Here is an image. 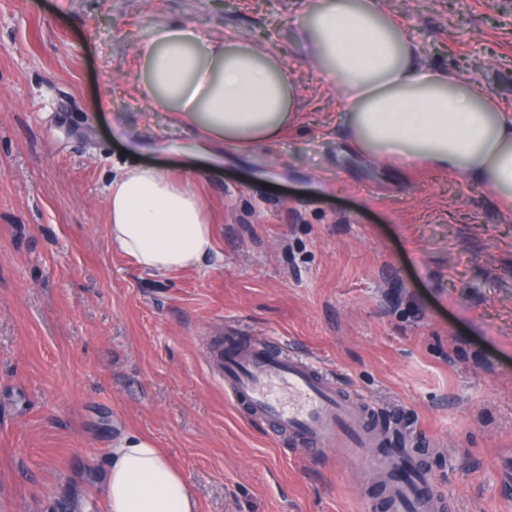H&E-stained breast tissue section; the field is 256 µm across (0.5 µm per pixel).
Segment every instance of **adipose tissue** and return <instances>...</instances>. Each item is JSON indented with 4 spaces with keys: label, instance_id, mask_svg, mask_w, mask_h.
I'll use <instances>...</instances> for the list:
<instances>
[{
    "label": "adipose tissue",
    "instance_id": "1",
    "mask_svg": "<svg viewBox=\"0 0 512 512\" xmlns=\"http://www.w3.org/2000/svg\"><path fill=\"white\" fill-rule=\"evenodd\" d=\"M296 26L307 59L336 86L355 149L388 166L428 162L512 206V110L425 62L382 0H307ZM137 53L142 95L188 131V156L215 161L224 144L276 142L296 117L292 69L261 43L158 27ZM107 206L113 246L152 274L198 268L216 253L200 197L167 168H120ZM101 487L107 512H197L182 472L135 432L113 444Z\"/></svg>",
    "mask_w": 512,
    "mask_h": 512
}]
</instances>
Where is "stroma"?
I'll return each mask as SVG.
<instances>
[{"label": "stroma", "mask_w": 512, "mask_h": 512, "mask_svg": "<svg viewBox=\"0 0 512 512\" xmlns=\"http://www.w3.org/2000/svg\"><path fill=\"white\" fill-rule=\"evenodd\" d=\"M431 66L512 108V0H384ZM301 0H0V512H105L112 441L151 438L199 512H367L359 465L310 459L248 420L204 354L266 336L359 397L406 407L401 440L454 512H512V218L428 165L390 168L340 134L306 60ZM237 34L298 83L280 141H184L136 85L156 26ZM154 162L190 181L221 260L165 277L114 248L107 186Z\"/></svg>", "instance_id": "obj_1"}]
</instances>
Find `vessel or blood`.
I'll list each match as a JSON object with an SVG mask.
<instances>
[{
    "mask_svg": "<svg viewBox=\"0 0 512 512\" xmlns=\"http://www.w3.org/2000/svg\"><path fill=\"white\" fill-rule=\"evenodd\" d=\"M224 395L255 422L269 424L311 458L334 451L337 467L360 463L365 479L384 490L386 512H450L417 449L388 448L379 408L342 386L311 360L265 336L213 343Z\"/></svg>",
    "mask_w": 512,
    "mask_h": 512,
    "instance_id": "vessel-or-blood-1",
    "label": "vessel or blood"
}]
</instances>
